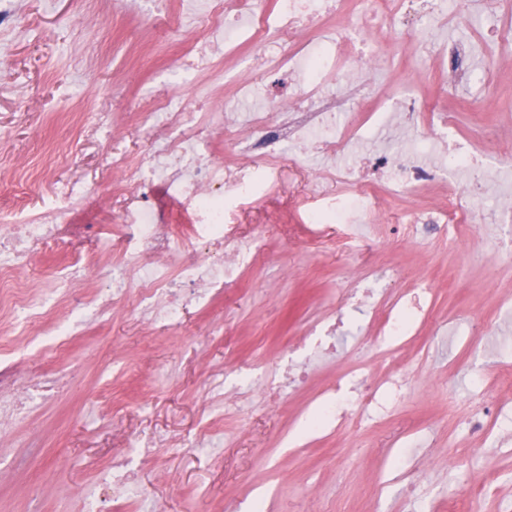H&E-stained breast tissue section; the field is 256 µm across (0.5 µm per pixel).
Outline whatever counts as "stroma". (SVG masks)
Segmentation results:
<instances>
[{
	"instance_id": "stroma-1",
	"label": "stroma",
	"mask_w": 512,
	"mask_h": 512,
	"mask_svg": "<svg viewBox=\"0 0 512 512\" xmlns=\"http://www.w3.org/2000/svg\"><path fill=\"white\" fill-rule=\"evenodd\" d=\"M22 31L0 44V214L17 201L45 208L44 192L16 195L21 167L40 181L88 187L83 207L92 224L120 223L126 195L114 192L113 159L135 176L152 132L144 112L157 96L184 104L231 99L234 82L253 78L243 59L224 60L223 82L179 66L199 28L183 17L181 0H135L124 9L83 10L81 0H23ZM475 69L491 67L484 122L512 121V63L477 53ZM421 79L426 99L446 104L460 133L480 140L466 92L435 78L423 56L399 57L382 47L371 75L376 93L397 75ZM317 157L287 153L284 172L236 222L261 246L240 281L204 308L189 309L174 326L149 323L129 304L95 314L87 303L103 288L100 276L114 255L105 241L88 246L99 272L72 287L40 335L66 336L59 349L24 346L28 326L0 328L4 351L19 386L49 388L32 411L0 434V512H81L84 490L124 456L132 479L147 491L153 512H448L465 487L478 489L480 512L512 502V418L500 417L495 434L466 441L457 414L472 402V379L490 376L499 355L485 346L468 352L443 334L426 332L424 345L405 346L398 360L412 379L394 420L365 421L350 431H302L315 394L356 366L376 372L388 361L382 342L360 335L355 346L316 359L301 387L278 383L270 400L246 401L248 383L273 375L289 346L332 312L348 283L353 257L335 236H312L302 214L317 191L311 174ZM444 190L388 197L387 221L367 225V262H395L397 285L429 280L434 311L459 327L482 329L512 316L499 308L512 296V253L490 257L488 241L512 229V212L476 225L461 240L402 246L394 226L409 210L441 202ZM223 382L224 405L207 390ZM424 459L417 497L407 493L414 458Z\"/></svg>"
}]
</instances>
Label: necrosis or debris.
<instances>
[{
  "label": "necrosis or debris",
  "instance_id": "necrosis-or-debris-1",
  "mask_svg": "<svg viewBox=\"0 0 512 512\" xmlns=\"http://www.w3.org/2000/svg\"><path fill=\"white\" fill-rule=\"evenodd\" d=\"M475 3L496 19L483 40L497 57L512 58V0H460V14H468ZM443 5L444 0H366L365 8L348 12L342 0H275L272 11L260 12L253 0H199L206 38L188 47L190 70L206 69L223 78L217 52L234 56L249 45L255 52L247 67L276 76L277 82L237 81L233 99L222 110L202 102L192 115L180 102L153 99L154 133L149 160L137 173L138 201L123 223L104 230L117 259L93 306L103 311L128 302L150 322L175 325L187 306L208 305L236 284L257 246L230 224L231 207L257 198L270 175L282 172L287 144L299 153L323 156L317 185L343 186V193L306 215L318 233L341 226L343 246L360 241L362 225L379 223L385 194L418 193L447 183L444 203L416 210L406 219L402 237L414 245L489 223V215L477 207L482 199L493 198L500 208L511 210L512 161L502 157L497 141L478 145L461 135L455 114L427 105L417 82L400 78L391 93L370 94L378 47L394 39L426 55L439 77L457 83L477 80L475 43L436 39L424 27L425 19L441 13ZM274 96L279 108L273 112L267 102ZM360 97L367 98V109L352 111ZM218 126L235 156L258 158V166L215 161L210 143ZM159 190L169 200L188 201L180 226L169 224L166 211L155 205ZM48 195L51 207L36 214L21 209L0 220L1 319L38 325L54 313L74 277L95 268L92 253L79 242L84 225L69 221L80 206L79 195L56 189ZM176 234L183 244L173 266L161 255ZM62 239L71 256L69 274L51 288L32 287L27 277L31 256ZM395 276L389 266L350 276L351 289L335 317L312 325L309 343L289 351L280 367L283 380L300 382L308 356L335 352L349 309L388 343L390 354L418 336L429 323L432 291L420 285L408 293L392 292ZM401 390L396 369L374 377L355 368L312 404L321 418L346 423L359 412L388 415ZM116 466V475L102 476L86 491L83 512H105L115 491L138 496L122 473L126 461Z\"/></svg>",
  "mask_w": 512,
  "mask_h": 512
}]
</instances>
